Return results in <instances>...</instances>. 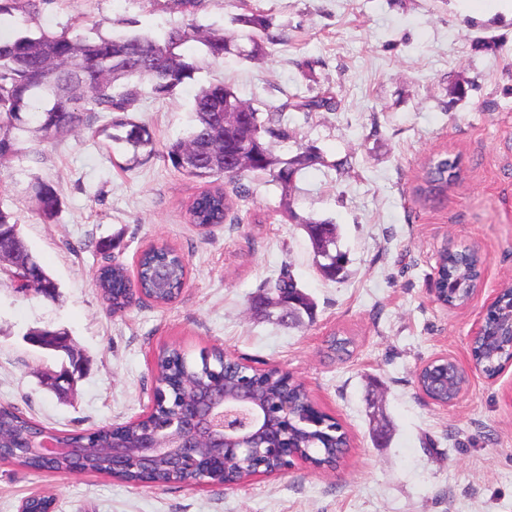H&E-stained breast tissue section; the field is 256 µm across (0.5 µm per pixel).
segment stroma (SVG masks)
Returning a JSON list of instances; mask_svg holds the SVG:
<instances>
[{
  "instance_id": "35a3bbf8",
  "label": "stroma",
  "mask_w": 512,
  "mask_h": 512,
  "mask_svg": "<svg viewBox=\"0 0 512 512\" xmlns=\"http://www.w3.org/2000/svg\"><path fill=\"white\" fill-rule=\"evenodd\" d=\"M254 11L268 14L281 44L255 60L206 63L175 97L144 94L134 117L163 146L187 135L194 98L210 83L224 82L262 112L322 92L337 110L292 112V138L273 144L283 159L313 148L321 163L301 169L287 197L268 176L251 177L241 223L204 235L186 208L206 183L163 155L126 171L104 138L81 133L53 145L23 136L12 168L0 170V204L17 216L60 297L19 294L0 280V404L59 431L122 423L147 410L161 346L180 344L194 362L221 347L303 382L347 430L345 458L333 471L299 465L230 489L134 487L0 463V512H18L45 490L57 512H512V363L493 381L472 376L447 407L416 383L435 357L468 360V336L489 295L512 284V24L480 22L463 0H206L193 19L169 0H55L34 17H9L0 37L96 25L160 40L192 21L229 34ZM441 153L458 158V177L444 196L423 199L424 167ZM35 176L61 191L53 223L30 202ZM289 207L338 225L349 258L342 281L318 274L305 232L282 217ZM115 235L119 246L102 254L99 242ZM158 240L190 262L181 296L164 308L142 300L111 314L94 270L108 257L133 266ZM450 241L488 258L483 286L463 309L431 291ZM285 265L314 300V322L288 328L253 314L252 297ZM48 324L69 333L86 364L63 396L42 379L63 355L24 339ZM340 331L354 340L343 361L327 354Z\"/></svg>"
}]
</instances>
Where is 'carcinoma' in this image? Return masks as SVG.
Listing matches in <instances>:
<instances>
[{
	"instance_id": "cac0c4a2",
	"label": "carcinoma",
	"mask_w": 512,
	"mask_h": 512,
	"mask_svg": "<svg viewBox=\"0 0 512 512\" xmlns=\"http://www.w3.org/2000/svg\"><path fill=\"white\" fill-rule=\"evenodd\" d=\"M54 0H0V16L15 13L34 15L41 6ZM249 30L241 38L252 44V50L265 51L280 43L270 31L266 15L254 12L243 18ZM197 38L204 46V56L220 59L235 51L250 52L235 40L213 31L200 32L193 24L173 27L161 40L142 34L104 35L99 29L82 34L66 27L57 33L25 34L13 39H0V168L8 167L21 153L18 131H30L40 142L59 143L72 134L88 129L97 136L122 143L130 153L129 163L138 164L157 151L153 129L137 122L130 113L138 110L144 83L156 99L175 96L185 81L201 69L202 59L188 55L183 45ZM319 112L332 109L331 97L295 94L274 112L262 114L243 102L222 82L201 88L193 107V125L188 136L165 146V155L173 168L182 174L206 182L224 178V160L248 148L244 166L224 185L207 189L194 197L187 209L190 223L202 232L216 224L236 220L235 211L249 195L244 175L260 173L287 193L296 174L318 161V156L305 150L295 157H276L270 140L291 138L288 110ZM105 120L95 126L99 120ZM452 160L439 155L429 159L423 173L420 192L436 197L448 191V166ZM34 209L46 222L57 217L62 198L56 185L35 179L31 185ZM288 221L305 230L320 274L330 280L343 275L347 256L338 245L337 225L330 220H312L290 209ZM484 259L458 247L439 253L434 286L438 300L452 307L469 301L472 288L478 284ZM19 273L34 288H47L46 297L59 298V287L32 254L24 241L15 214L0 206V273ZM188 275L184 256L165 247H151L141 252L136 269L122 265H106L95 275L110 312L120 314L132 304L136 292L157 303L174 300ZM512 308V287L505 289L498 306L487 316L488 330L496 332L500 312ZM253 308L262 319L295 326L314 322V303L299 286L291 270H281L278 277L265 283L253 299ZM44 343L57 350H71L62 332L48 328L38 331ZM473 358L486 376L496 375L509 358L503 341L479 339L473 347ZM156 368L164 393L157 396L152 416L143 421H128L117 427L103 425L83 434L56 432L58 444L64 448H83L80 459L58 456L52 460L57 472L79 467L84 473L107 475L111 460L106 449L116 444L136 448L152 434L155 424L173 423L182 405L193 400L217 377L224 378L225 389L245 386L252 389L258 403L276 418L281 405L288 400L304 411L312 402L305 386L289 373L276 367L261 372L247 371L237 365L224 364L223 355L212 351L201 357V363L188 360L180 345L172 343L158 353ZM418 387L440 403L455 400L464 387L462 374L450 363L432 361L417 373ZM42 424L26 417L13 407L0 411V448H12L25 433L37 432ZM289 453L300 456L320 470L335 469L344 458L349 437L341 424L312 415L288 419L286 433ZM21 469L38 473L46 468L40 455L10 453L0 459ZM199 465L186 472L170 465L165 457L154 461L152 472L169 483L213 487L238 486L253 476L257 466L274 473L287 460L281 454H269L260 461L231 455L224 468L209 465L205 449L198 454Z\"/></svg>"
}]
</instances>
